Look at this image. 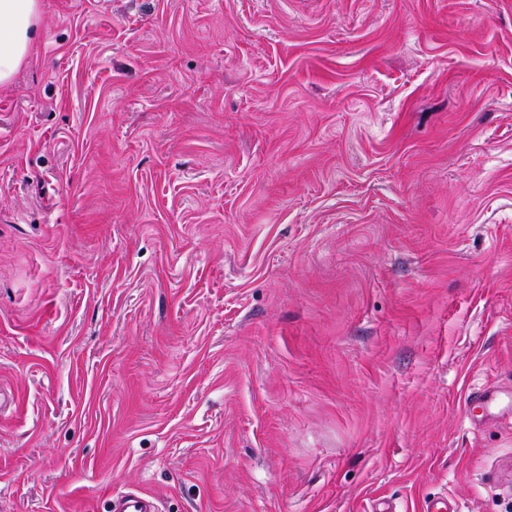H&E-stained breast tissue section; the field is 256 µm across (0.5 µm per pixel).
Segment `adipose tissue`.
I'll return each mask as SVG.
<instances>
[{
    "label": "adipose tissue",
    "instance_id": "adipose-tissue-1",
    "mask_svg": "<svg viewBox=\"0 0 512 512\" xmlns=\"http://www.w3.org/2000/svg\"><path fill=\"white\" fill-rule=\"evenodd\" d=\"M38 0H0V83L9 81L29 55Z\"/></svg>",
    "mask_w": 512,
    "mask_h": 512
}]
</instances>
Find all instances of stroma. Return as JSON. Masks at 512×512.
<instances>
[{
    "label": "stroma",
    "instance_id": "stroma-1",
    "mask_svg": "<svg viewBox=\"0 0 512 512\" xmlns=\"http://www.w3.org/2000/svg\"><path fill=\"white\" fill-rule=\"evenodd\" d=\"M38 4L0 512H512V0ZM109 512H160L159 501L151 493L133 490L114 497Z\"/></svg>",
    "mask_w": 512,
    "mask_h": 512
}]
</instances>
